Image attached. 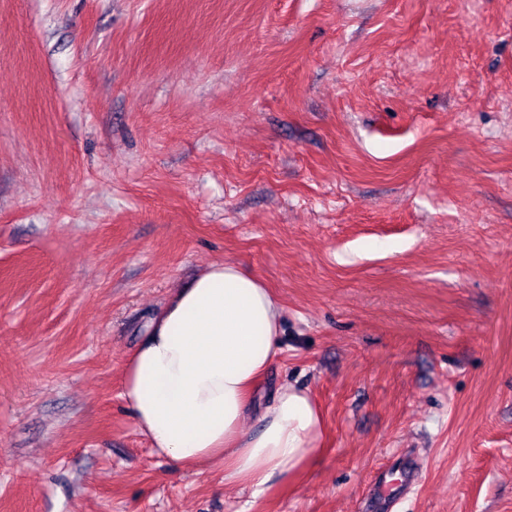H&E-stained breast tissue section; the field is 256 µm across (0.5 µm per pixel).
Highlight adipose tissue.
I'll return each mask as SVG.
<instances>
[{
  "instance_id": "adipose-tissue-1",
  "label": "adipose tissue",
  "mask_w": 512,
  "mask_h": 512,
  "mask_svg": "<svg viewBox=\"0 0 512 512\" xmlns=\"http://www.w3.org/2000/svg\"><path fill=\"white\" fill-rule=\"evenodd\" d=\"M283 308L256 276L211 264L152 320L127 359L121 398L157 454L178 467L224 462V481L262 492L294 482L317 455L321 413L286 384L243 429L279 353Z\"/></svg>"
}]
</instances>
